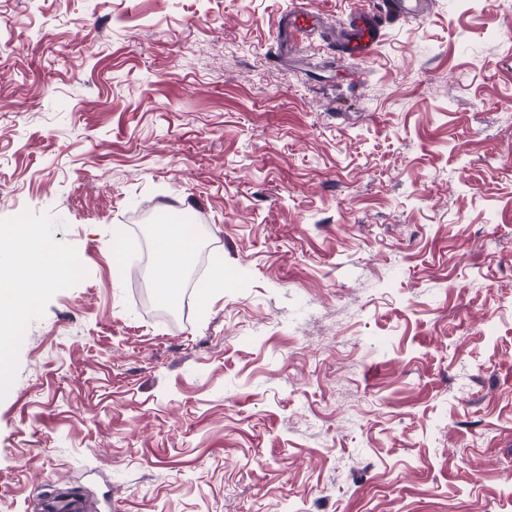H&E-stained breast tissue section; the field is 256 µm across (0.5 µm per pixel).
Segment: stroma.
<instances>
[{
    "instance_id": "35a3bbf8",
    "label": "stroma",
    "mask_w": 512,
    "mask_h": 512,
    "mask_svg": "<svg viewBox=\"0 0 512 512\" xmlns=\"http://www.w3.org/2000/svg\"><path fill=\"white\" fill-rule=\"evenodd\" d=\"M299 1L326 31L283 43ZM356 2L0 0V225L79 267L0 393V512H512V0L364 62ZM168 223L172 224H158L155 228L152 269L156 288L173 299L178 295L184 272L195 256L198 241L192 224H187L182 217L173 215Z\"/></svg>"
}]
</instances>
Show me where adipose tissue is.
I'll use <instances>...</instances> for the list:
<instances>
[{
    "mask_svg": "<svg viewBox=\"0 0 512 512\" xmlns=\"http://www.w3.org/2000/svg\"><path fill=\"white\" fill-rule=\"evenodd\" d=\"M34 232L22 225H0V244L7 246L8 264L0 266V392L8 387L7 375L14 347L24 335V320L40 303L45 279H61L72 266L50 243L33 248ZM153 279L166 297L179 293L183 276L194 258L198 241L191 225L160 224L153 236Z\"/></svg>",
    "mask_w": 512,
    "mask_h": 512,
    "instance_id": "adipose-tissue-1",
    "label": "adipose tissue"
}]
</instances>
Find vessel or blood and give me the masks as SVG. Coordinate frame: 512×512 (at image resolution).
<instances>
[{
    "mask_svg": "<svg viewBox=\"0 0 512 512\" xmlns=\"http://www.w3.org/2000/svg\"><path fill=\"white\" fill-rule=\"evenodd\" d=\"M381 9H374L370 0H362L352 14L348 30L338 36L337 46L349 56L370 58L382 36V18L415 19L421 17L427 7L426 0H381ZM289 32L292 38L309 35L317 26V16L299 8L292 13Z\"/></svg>",
    "mask_w": 512,
    "mask_h": 512,
    "instance_id": "1",
    "label": "vessel or blood"
}]
</instances>
